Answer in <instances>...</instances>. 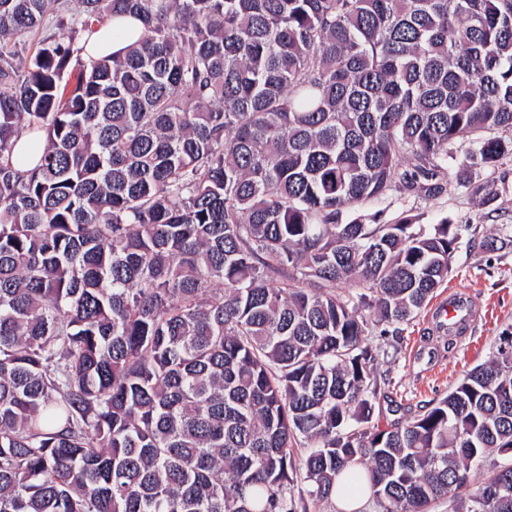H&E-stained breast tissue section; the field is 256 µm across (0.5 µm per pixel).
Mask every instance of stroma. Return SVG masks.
<instances>
[{"label":"stroma","instance_id":"1","mask_svg":"<svg viewBox=\"0 0 512 512\" xmlns=\"http://www.w3.org/2000/svg\"><path fill=\"white\" fill-rule=\"evenodd\" d=\"M469 174H451V184L439 197L394 191L377 205L347 210L346 219H370L381 213L383 221L409 217L431 225L440 219L462 226L460 247L447 282L439 288L417 317L401 324L398 333H372L370 340L381 350L377 381L383 398L381 421L396 414L421 412L433 400L446 395L464 372L483 363L512 334V158L496 172H477L485 182L488 198L471 196ZM506 239L502 249L486 252L477 240ZM466 301L478 314L474 326L461 336L455 349H447L433 322V312L450 300ZM398 412H391V405Z\"/></svg>","mask_w":512,"mask_h":512}]
</instances>
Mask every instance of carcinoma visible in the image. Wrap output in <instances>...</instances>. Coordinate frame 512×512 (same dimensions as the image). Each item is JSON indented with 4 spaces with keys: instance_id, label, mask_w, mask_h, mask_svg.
Masks as SVG:
<instances>
[{
    "instance_id": "obj_1",
    "label": "carcinoma",
    "mask_w": 512,
    "mask_h": 512,
    "mask_svg": "<svg viewBox=\"0 0 512 512\" xmlns=\"http://www.w3.org/2000/svg\"><path fill=\"white\" fill-rule=\"evenodd\" d=\"M79 2L0 0V512H512V343L374 419L459 226L344 219L512 157V0ZM116 31L121 35L116 36ZM141 34L142 25L137 19L129 16L113 18L92 35L82 54L88 59L123 53L127 46L140 38Z\"/></svg>"
}]
</instances>
